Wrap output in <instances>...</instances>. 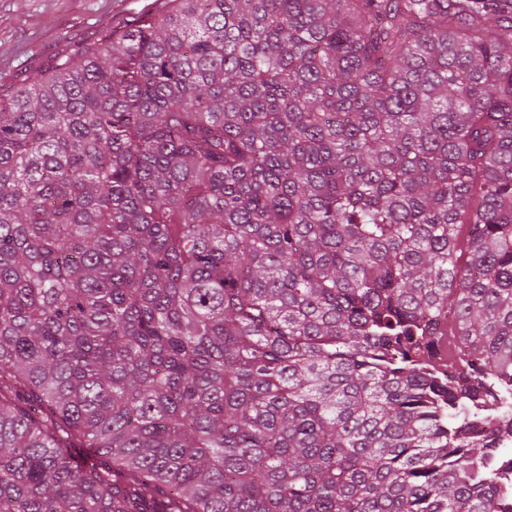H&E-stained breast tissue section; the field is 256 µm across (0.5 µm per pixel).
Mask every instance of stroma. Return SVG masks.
<instances>
[{
	"instance_id": "35a3bbf8",
	"label": "stroma",
	"mask_w": 512,
	"mask_h": 512,
	"mask_svg": "<svg viewBox=\"0 0 512 512\" xmlns=\"http://www.w3.org/2000/svg\"><path fill=\"white\" fill-rule=\"evenodd\" d=\"M156 0H0V88L15 87L52 61L106 40L117 18Z\"/></svg>"
}]
</instances>
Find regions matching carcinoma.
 <instances>
[{"label": "carcinoma", "instance_id": "obj_1", "mask_svg": "<svg viewBox=\"0 0 512 512\" xmlns=\"http://www.w3.org/2000/svg\"><path fill=\"white\" fill-rule=\"evenodd\" d=\"M509 377L512 0H165L0 92V512H503ZM433 328H435L437 334L440 361L446 366L445 368L448 372V360H459L458 346L460 345V340L457 337L448 336V319L446 318L440 320ZM483 466L497 473L504 497L512 500V436L500 437L497 448L482 461Z\"/></svg>", "mask_w": 512, "mask_h": 512}]
</instances>
